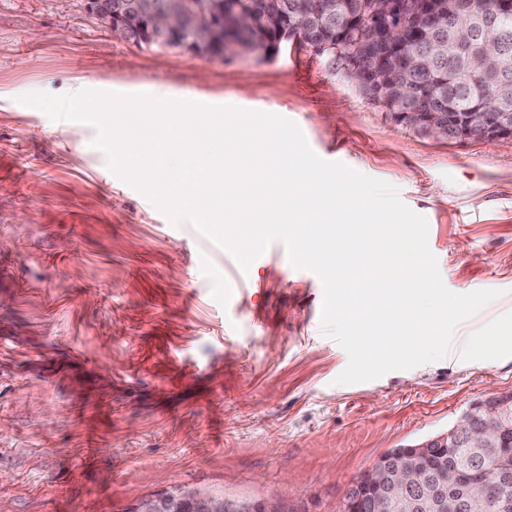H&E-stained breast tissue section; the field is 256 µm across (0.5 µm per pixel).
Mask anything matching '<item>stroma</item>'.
<instances>
[{
  "mask_svg": "<svg viewBox=\"0 0 512 512\" xmlns=\"http://www.w3.org/2000/svg\"><path fill=\"white\" fill-rule=\"evenodd\" d=\"M151 93L295 122L393 185L454 293L503 295L448 355L354 384L324 286L272 241L248 270L106 165L30 93ZM512 391V140L393 121L329 55L224 61L113 39L86 0H0V512H130L164 492L336 512L392 448Z\"/></svg>",
  "mask_w": 512,
  "mask_h": 512,
  "instance_id": "1",
  "label": "stroma"
}]
</instances>
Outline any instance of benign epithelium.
<instances>
[{"instance_id": "benign-epithelium-1", "label": "benign epithelium", "mask_w": 512, "mask_h": 512, "mask_svg": "<svg viewBox=\"0 0 512 512\" xmlns=\"http://www.w3.org/2000/svg\"><path fill=\"white\" fill-rule=\"evenodd\" d=\"M88 8L98 21L118 40L132 42V25L127 15L148 19L157 35L191 34L182 47L192 51L198 44L214 43L220 59L250 55L241 44L242 37L254 25L243 13L224 15L223 0H168L159 6L156 0H87ZM204 14L211 25L201 28L197 16ZM424 19L432 27L449 32L448 50L462 54L467 44L477 38L491 41L494 33L512 21V0H493L485 8L480 0H363L339 21L346 38L315 46L328 51L340 63L345 75L359 87L392 84L399 77L379 57L363 66L365 49L377 45L404 44L411 38V21ZM397 123L409 124L423 133L444 139L491 141L512 139V113L460 112L448 105L446 112H412L405 108L391 114ZM485 410L493 421L475 429L472 422L459 421L448 432L429 441L402 449L399 457L426 461L437 449L453 450L462 445L461 436L472 433L476 447L492 451L482 464L462 467L458 478L468 488V495L458 498L446 489L431 484L429 473L416 466H402L389 472L387 466H374L359 480L358 500H367L371 512H406L431 508L435 512H474L488 490L508 482L512 477V392L493 394L474 403L471 414ZM132 512H284L268 500L236 499L208 494L164 493L140 501Z\"/></svg>"}]
</instances>
